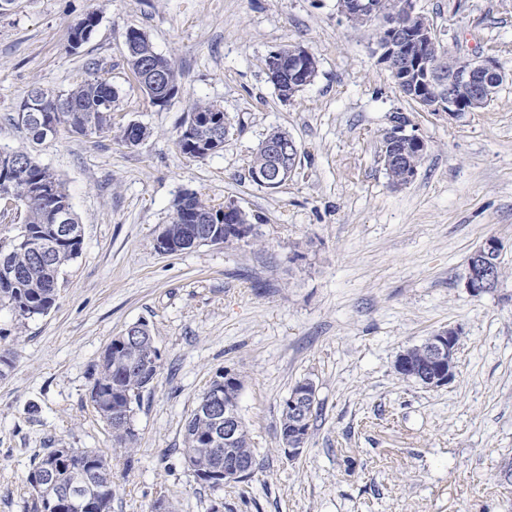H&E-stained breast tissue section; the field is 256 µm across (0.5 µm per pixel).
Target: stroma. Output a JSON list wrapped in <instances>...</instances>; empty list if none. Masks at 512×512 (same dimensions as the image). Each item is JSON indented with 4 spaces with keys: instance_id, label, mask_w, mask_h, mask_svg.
Here are the masks:
<instances>
[{
    "instance_id": "stroma-1",
    "label": "stroma",
    "mask_w": 512,
    "mask_h": 512,
    "mask_svg": "<svg viewBox=\"0 0 512 512\" xmlns=\"http://www.w3.org/2000/svg\"><path fill=\"white\" fill-rule=\"evenodd\" d=\"M455 56L494 57L512 73V0H416ZM98 23L80 49L67 27ZM171 57L179 89L153 104L125 64L126 34ZM376 27L346 22L336 0H16L0 15V147L25 150L65 184L82 226L55 307L13 329L0 311V512H27L35 455L85 448L112 466V512H512V80L490 107L455 119L405 98L373 53ZM287 44L318 71L292 101L265 59ZM103 61L115 122L148 133L127 147L108 134L60 131L37 144L14 117L31 85L61 93ZM224 110L223 147L198 159L177 137L194 102ZM428 151L416 178L390 186L381 133L394 117ZM299 146L280 189L248 162L273 130ZM235 202L244 239L163 255L155 237L175 201ZM504 250L500 287L465 286L469 254ZM146 323L161 368L133 417V452L114 447L90 398V372L112 336ZM459 331L454 377L428 389L395 370L405 347ZM260 466L246 482L200 485L185 462L184 424L224 372ZM316 388L303 452L281 449L283 402Z\"/></svg>"
}]
</instances>
